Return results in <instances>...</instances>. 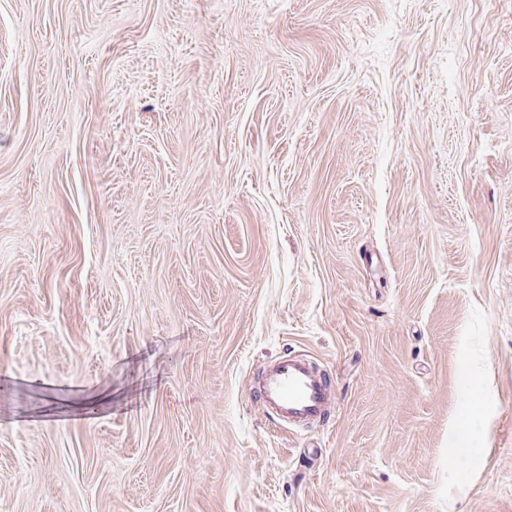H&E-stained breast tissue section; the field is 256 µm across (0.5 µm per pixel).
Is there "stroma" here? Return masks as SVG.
Listing matches in <instances>:
<instances>
[{
  "label": "stroma",
  "mask_w": 512,
  "mask_h": 512,
  "mask_svg": "<svg viewBox=\"0 0 512 512\" xmlns=\"http://www.w3.org/2000/svg\"><path fill=\"white\" fill-rule=\"evenodd\" d=\"M0 512H512V0H0ZM256 392L279 424L292 427L320 422L331 400L320 374L295 355H284L269 363Z\"/></svg>",
  "instance_id": "stroma-1"
}]
</instances>
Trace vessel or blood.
I'll list each match as a JSON object with an SVG mask.
<instances>
[{"label": "vessel or blood", "instance_id": "b4317fda", "mask_svg": "<svg viewBox=\"0 0 512 512\" xmlns=\"http://www.w3.org/2000/svg\"><path fill=\"white\" fill-rule=\"evenodd\" d=\"M257 391L268 412L284 425L299 427L321 421L330 394L308 361L284 355L269 363Z\"/></svg>", "mask_w": 512, "mask_h": 512}]
</instances>
